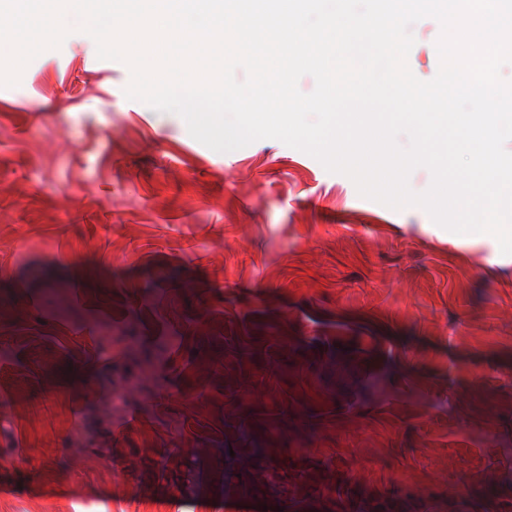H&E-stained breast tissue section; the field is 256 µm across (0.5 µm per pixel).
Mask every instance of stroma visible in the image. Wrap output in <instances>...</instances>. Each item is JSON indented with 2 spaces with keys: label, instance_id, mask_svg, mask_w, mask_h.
Instances as JSON below:
<instances>
[{
  "label": "stroma",
  "instance_id": "1",
  "mask_svg": "<svg viewBox=\"0 0 512 512\" xmlns=\"http://www.w3.org/2000/svg\"><path fill=\"white\" fill-rule=\"evenodd\" d=\"M130 78L0 88V512H512V255Z\"/></svg>",
  "mask_w": 512,
  "mask_h": 512
}]
</instances>
